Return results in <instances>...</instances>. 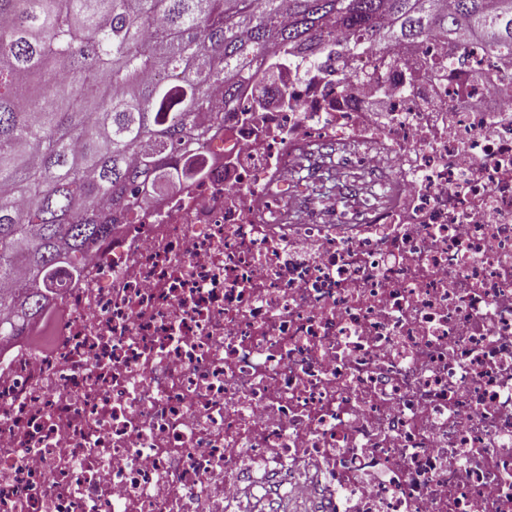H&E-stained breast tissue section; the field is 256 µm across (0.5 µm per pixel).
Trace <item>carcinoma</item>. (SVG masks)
Returning a JSON list of instances; mask_svg holds the SVG:
<instances>
[{
  "mask_svg": "<svg viewBox=\"0 0 512 512\" xmlns=\"http://www.w3.org/2000/svg\"><path fill=\"white\" fill-rule=\"evenodd\" d=\"M344 56L432 32L512 56V0H0V344L79 278L137 201L199 164L238 88L295 52ZM325 179L346 177L319 153Z\"/></svg>",
  "mask_w": 512,
  "mask_h": 512,
  "instance_id": "carcinoma-1",
  "label": "carcinoma"
}]
</instances>
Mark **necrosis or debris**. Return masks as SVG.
<instances>
[{"label": "necrosis or debris", "instance_id": "necrosis-or-debris-1", "mask_svg": "<svg viewBox=\"0 0 512 512\" xmlns=\"http://www.w3.org/2000/svg\"><path fill=\"white\" fill-rule=\"evenodd\" d=\"M243 90L205 178L139 208L0 353V512H512V60L432 33ZM443 59L433 75L429 61ZM391 170L296 220L304 151ZM284 494L280 500L274 501V507H268V501L262 500V508L266 507L265 512H316L323 507V503H318V498L311 493V501L309 499L301 498V495L291 494L288 495V489L282 488ZM278 508V509H277Z\"/></svg>", "mask_w": 512, "mask_h": 512}]
</instances>
